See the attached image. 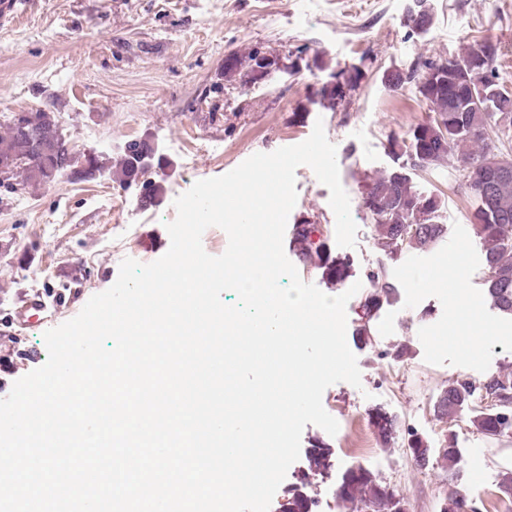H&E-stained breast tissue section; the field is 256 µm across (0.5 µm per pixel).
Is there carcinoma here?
<instances>
[{"mask_svg":"<svg viewBox=\"0 0 512 512\" xmlns=\"http://www.w3.org/2000/svg\"><path fill=\"white\" fill-rule=\"evenodd\" d=\"M499 56L498 42L484 39L457 56L425 59L405 76L390 75V85L398 88L412 83L429 107L440 109L437 118L416 125L406 138H392L391 146L404 147L414 163L422 167L447 158L461 163L466 187L473 190V227L489 268L486 293L494 309L512 316V91L500 80ZM262 59L263 51L258 47L235 53L231 63L224 65V76L230 78L241 72L248 81L261 80L275 64L272 60L263 65ZM362 79L360 70H341L334 74L333 81L317 90V95L334 109L346 101ZM66 147L49 112H31L25 118V128L11 122L0 131V156L14 155L10 173L21 177L23 185H46L52 182L50 174L61 176L67 169ZM135 162V154L126 150L114 171L94 155L88 160L85 181L107 177L128 188ZM487 182L491 183V195L485 200L479 188ZM364 205L377 226L374 246L386 255L425 249L444 234L443 225L433 221L438 200L417 196L407 178L397 172L373 179L365 192ZM313 232L315 228L309 224L297 227L295 249L303 259L324 269L331 282H343L348 277L347 265L326 260L324 245L312 240ZM369 281L373 291L362 303L363 316L368 319L379 309L380 298L394 292L380 270L369 276ZM503 376L511 383L508 391L512 392L511 372L492 374L480 382L452 380L436 401L435 412L442 419L454 421L476 390L503 387ZM472 423L488 436L512 438V424L500 420L494 408L473 416ZM373 427L385 444L392 438L396 422L378 414L373 417ZM396 497L389 484L360 466L347 470L336 491L339 506L347 512H395ZM442 512L479 510L467 494L456 492Z\"/></svg>","mask_w":512,"mask_h":512,"instance_id":"1","label":"carcinoma"}]
</instances>
